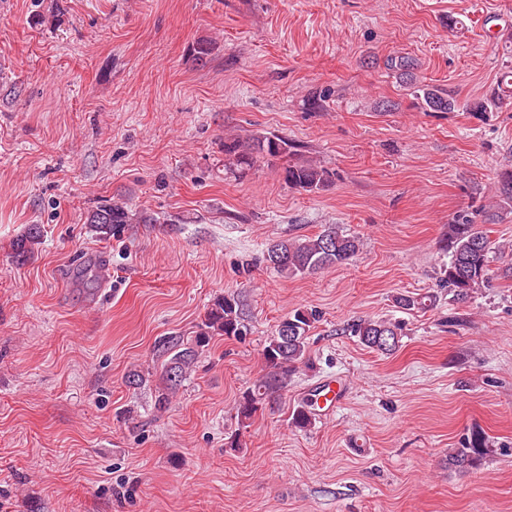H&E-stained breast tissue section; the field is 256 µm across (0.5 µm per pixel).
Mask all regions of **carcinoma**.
Listing matches in <instances>:
<instances>
[{"mask_svg": "<svg viewBox=\"0 0 512 512\" xmlns=\"http://www.w3.org/2000/svg\"><path fill=\"white\" fill-rule=\"evenodd\" d=\"M428 112H455L463 107L469 112L488 111L483 100L459 103L457 94L445 88L423 85L415 90ZM290 151L288 142L278 136L254 135L246 144L238 138L224 141V158L228 167L240 174L253 169L261 159H277ZM285 181L306 192H315L327 186L329 173L312 163H293L284 167ZM512 207V171L504 172L499 180V201L493 209H481V223L475 216L459 214L448 225V264L438 280V291L426 294L399 293L394 306L403 313L427 310L433 307L439 293L448 292L456 304L469 302L475 290L487 287L498 277L512 278V264L497 271L491 268L495 243L490 239L485 224L498 221L499 211ZM133 215L127 207L108 203L97 207L88 217V223L109 235L114 224H130ZM41 244L39 228L32 226L12 243L14 257L25 261ZM359 240L344 233L338 226L329 225L319 234L308 237L282 239L267 245L265 260L285 278L312 274L347 264L357 255ZM316 315L304 308H295L279 321L261 351L262 374L239 397L236 415L241 425L248 424L258 413L274 404L288 387V381L297 366L309 361L308 337ZM359 342L382 355H392L404 336V323L396 319H358L348 325ZM246 331L239 312L238 300L224 295L217 298L207 311L204 321L193 336H165L158 341L157 358L161 360L159 383L155 388V407L161 409L190 376L195 363L215 336L237 338ZM314 414L308 405H298L291 414L292 425L308 430L314 424ZM491 451L488 437L473 431L462 440L461 447L448 449V468L466 472L480 464Z\"/></svg>", "mask_w": 512, "mask_h": 512, "instance_id": "cac0c4a2", "label": "carcinoma"}]
</instances>
